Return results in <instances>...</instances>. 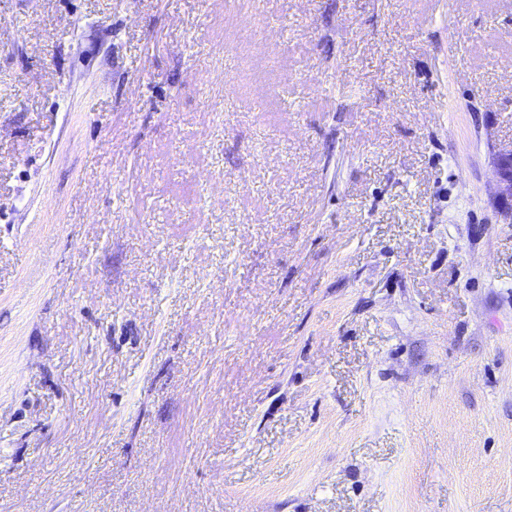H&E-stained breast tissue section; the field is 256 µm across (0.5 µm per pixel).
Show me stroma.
<instances>
[{"instance_id":"obj_1","label":"stroma","mask_w":512,"mask_h":512,"mask_svg":"<svg viewBox=\"0 0 512 512\" xmlns=\"http://www.w3.org/2000/svg\"><path fill=\"white\" fill-rule=\"evenodd\" d=\"M512 0H0V512H512Z\"/></svg>"}]
</instances>
